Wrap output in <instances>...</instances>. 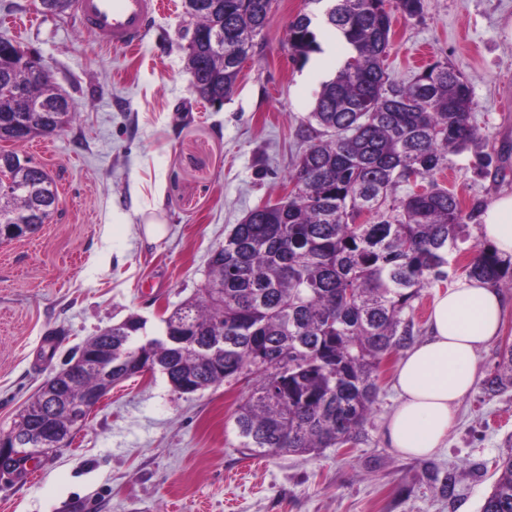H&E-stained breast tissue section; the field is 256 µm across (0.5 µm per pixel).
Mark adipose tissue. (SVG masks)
Listing matches in <instances>:
<instances>
[{"instance_id":"1","label":"adipose tissue","mask_w":512,"mask_h":512,"mask_svg":"<svg viewBox=\"0 0 512 512\" xmlns=\"http://www.w3.org/2000/svg\"><path fill=\"white\" fill-rule=\"evenodd\" d=\"M480 233L502 257L512 256V193L499 195L480 215ZM505 297L478 279H458L436 293L429 335L395 371L398 402L384 436L401 454L428 456L448 438L456 409L476 382L478 350L500 336Z\"/></svg>"}]
</instances>
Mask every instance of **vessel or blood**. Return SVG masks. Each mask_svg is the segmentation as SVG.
Here are the masks:
<instances>
[{
  "label": "vessel or blood",
  "instance_id": "vessel-or-blood-1",
  "mask_svg": "<svg viewBox=\"0 0 512 512\" xmlns=\"http://www.w3.org/2000/svg\"><path fill=\"white\" fill-rule=\"evenodd\" d=\"M87 25L103 41L127 50L138 49L158 0H78Z\"/></svg>",
  "mask_w": 512,
  "mask_h": 512
}]
</instances>
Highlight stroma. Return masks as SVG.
Segmentation results:
<instances>
[{
    "mask_svg": "<svg viewBox=\"0 0 512 512\" xmlns=\"http://www.w3.org/2000/svg\"><path fill=\"white\" fill-rule=\"evenodd\" d=\"M169 2L130 52L103 43L77 9L0 0V35L34 48L77 109L57 134L16 147L55 180L58 204L37 234L0 243V434L100 330L137 316L156 333L160 309L198 294L212 249L252 208L282 196L317 94L347 54L320 24L319 51L296 56L289 23L320 8L273 0L216 108L190 89L183 0ZM511 18L512 0H423L418 16L393 20L391 79L411 82L439 61L472 86L478 133L501 174L478 177L472 152L450 155L440 180L467 205L512 191ZM143 210L162 214L164 238L146 236ZM395 370L382 375L364 441L307 458L241 448L234 411L245 384L183 395L159 373L127 379L71 445L26 476H0V512H480L493 460L512 450V392L486 400L474 390L447 447L407 457L382 436ZM428 462L455 472L453 495L427 479Z\"/></svg>",
    "mask_w": 512,
    "mask_h": 512,
    "instance_id": "stroma-1",
    "label": "stroma"
}]
</instances>
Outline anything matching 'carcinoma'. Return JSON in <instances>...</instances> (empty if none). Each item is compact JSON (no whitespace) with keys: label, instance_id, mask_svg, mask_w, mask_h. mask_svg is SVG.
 <instances>
[{"label":"carcinoma","instance_id":"carcinoma-1","mask_svg":"<svg viewBox=\"0 0 512 512\" xmlns=\"http://www.w3.org/2000/svg\"><path fill=\"white\" fill-rule=\"evenodd\" d=\"M327 2L325 22L347 45L336 75L323 83L308 128V147L288 182L298 192L254 209L224 238L209 261L203 294L164 313L158 333L133 346L126 322L112 325V354L131 350L155 365L173 389L188 381L208 388L251 383L235 410L240 446L251 453L312 456L352 448L380 393L383 368L420 334L416 302L428 288H446L450 273L512 288V259L470 242L469 222L482 203L465 210L456 192L434 179L448 155L477 145L470 82L446 63L426 68L407 85L390 81L392 13L414 17L422 0H308ZM272 0H224V17L201 12L194 26L224 21V53L201 60L199 79L229 97L241 71L238 54L265 27ZM313 19L303 13L288 27L290 49L302 58L320 49ZM24 82L28 98L53 95L52 76L27 80L0 45V83ZM32 136L71 124L74 107L30 113ZM475 170L491 171L493 156L475 152ZM17 190L0 196V233L29 223L31 196L51 218L53 181L34 166L16 168ZM427 181L421 191L418 180ZM203 342L224 344L200 358L165 335L184 324ZM496 370L481 384L492 399L512 388V344L501 343ZM498 477L481 512H512V451L496 460ZM430 479L453 494L454 473Z\"/></svg>","mask_w":512,"mask_h":512}]
</instances>
